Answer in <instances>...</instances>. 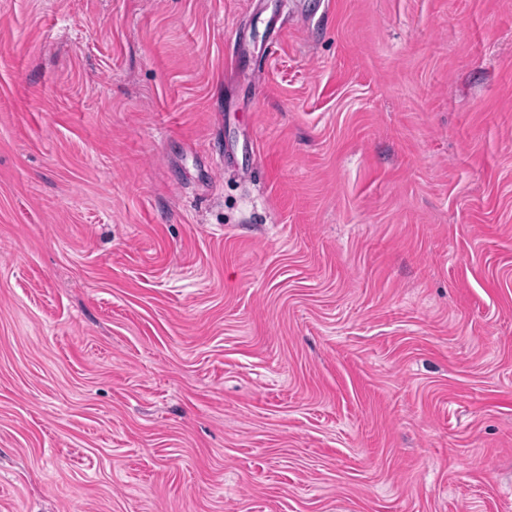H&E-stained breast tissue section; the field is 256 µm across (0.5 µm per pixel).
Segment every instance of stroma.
I'll return each mask as SVG.
<instances>
[{
  "instance_id": "stroma-1",
  "label": "stroma",
  "mask_w": 512,
  "mask_h": 512,
  "mask_svg": "<svg viewBox=\"0 0 512 512\" xmlns=\"http://www.w3.org/2000/svg\"><path fill=\"white\" fill-rule=\"evenodd\" d=\"M0 512H512V0H0Z\"/></svg>"
}]
</instances>
